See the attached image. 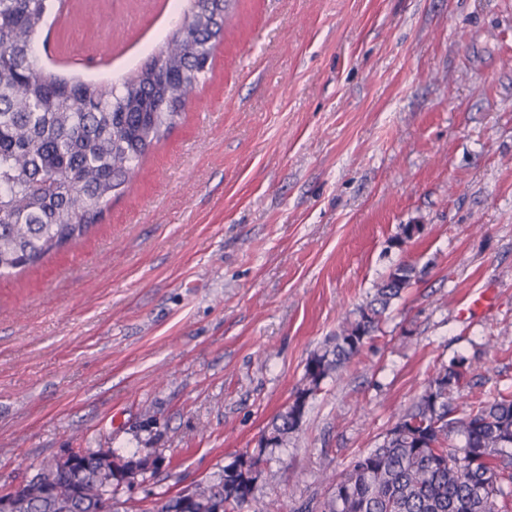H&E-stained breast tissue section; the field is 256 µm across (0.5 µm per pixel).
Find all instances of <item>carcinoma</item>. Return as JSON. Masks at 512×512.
<instances>
[{"label":"carcinoma","instance_id":"cac0c4a2","mask_svg":"<svg viewBox=\"0 0 512 512\" xmlns=\"http://www.w3.org/2000/svg\"><path fill=\"white\" fill-rule=\"evenodd\" d=\"M189 8L158 53L116 84L68 77L42 65L34 40L54 17L56 0H0V275L36 265L84 238L112 199L140 174L142 160L183 117L213 70L214 49L235 0H188ZM423 225L402 224L390 239L398 250ZM419 278L401 261L349 312L325 346L307 360L301 385L272 419L266 444L242 453L197 485L196 512L224 497V512H279L251 498L253 468L268 463L302 428L308 401L372 340L394 301ZM477 355L440 363L428 387L387 431L381 444L325 476L324 498L303 512H507L512 503V389L473 394L460 406ZM77 470L44 459L15 490L16 512H121L126 472L156 474L165 457H120L82 451Z\"/></svg>","mask_w":512,"mask_h":512}]
</instances>
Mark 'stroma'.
Masks as SVG:
<instances>
[{
  "label": "stroma",
  "instance_id": "obj_1",
  "mask_svg": "<svg viewBox=\"0 0 512 512\" xmlns=\"http://www.w3.org/2000/svg\"><path fill=\"white\" fill-rule=\"evenodd\" d=\"M75 0L46 65L118 80L179 21ZM422 231L403 249L400 225ZM418 281L255 495L299 512L436 367L512 386V0H236L213 73L88 237L0 276V490L67 448L161 452L129 512L253 451L395 263Z\"/></svg>",
  "mask_w": 512,
  "mask_h": 512
}]
</instances>
